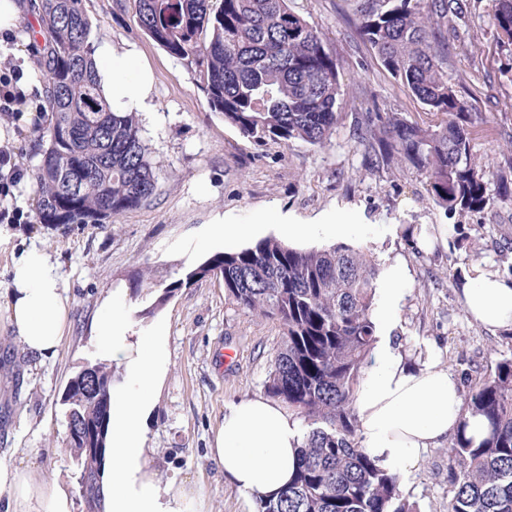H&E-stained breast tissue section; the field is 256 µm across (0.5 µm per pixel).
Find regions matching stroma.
I'll use <instances>...</instances> for the list:
<instances>
[{
	"instance_id": "35a3bbf8",
	"label": "stroma",
	"mask_w": 512,
	"mask_h": 512,
	"mask_svg": "<svg viewBox=\"0 0 512 512\" xmlns=\"http://www.w3.org/2000/svg\"><path fill=\"white\" fill-rule=\"evenodd\" d=\"M137 0H83L95 47L134 50L154 71L150 111L140 113L143 135L158 178L156 195L142 208L109 224H40L31 173L40 160L34 125L43 90L37 60L25 50L26 26L0 54L18 58L31 110L24 117L0 112V144L24 177L4 202L22 213L19 224L0 223V289L6 288L13 254L37 243L59 263L70 296V328L58 355L40 362L25 353L0 308V462L17 448H34L46 478L65 481L74 512H81L79 469L66 445L61 397L85 365L109 363L94 333L106 298L120 303L131 331H162L168 372L148 420L151 467L161 480L193 484L209 512H257L255 498L239 492L207 457L225 410L261 396L281 328L276 321L238 307L216 277L175 291L152 317L139 312L147 289L170 283L219 251L239 250L278 238L283 224H322L325 232L305 243L320 250L336 242L335 225L358 224L360 243L381 265L404 262L409 286L390 324H378L414 368L434 360L461 390L498 360L512 358V330L491 331L466 314L461 286L471 268L503 276L512 265V198L496 181L478 214L448 218L431 200L425 179L392 164L370 169L353 134L358 112H398L409 121L434 114L383 67L369 44L354 33L353 0H289L292 10L324 38L341 63L344 116L331 143L261 142L244 136L208 105L202 68L154 43L137 24ZM459 33L466 49L448 48V80L472 96L484 121L473 128L477 158L490 169L512 163V57L498 54L488 0H474ZM213 224H250L253 236L208 240ZM437 238L434 250L417 246L418 234ZM142 275L144 294L129 281ZM450 440L424 449L418 465L401 474L400 489L417 512H448Z\"/></svg>"
}]
</instances>
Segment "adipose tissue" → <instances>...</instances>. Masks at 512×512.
I'll return each instance as SVG.
<instances>
[{
  "instance_id": "obj_1",
  "label": "adipose tissue",
  "mask_w": 512,
  "mask_h": 512,
  "mask_svg": "<svg viewBox=\"0 0 512 512\" xmlns=\"http://www.w3.org/2000/svg\"><path fill=\"white\" fill-rule=\"evenodd\" d=\"M102 89L114 107H148L153 73L133 52L103 46L97 52ZM5 295L8 321L28 355L59 352L69 329L70 297L51 256L38 246L13 258ZM466 312L490 329L512 328V279L474 268L462 286ZM101 345L123 364L128 385L112 389V433L106 512H206V503L187 482H161L150 467L145 428L164 380L168 360L163 335L133 336L123 316L105 306L98 318ZM355 411L361 445L386 470L416 466L422 449L437 445L458 425L475 439L486 434L483 420L466 416L457 382L429 365L413 369L392 347L378 349L359 383ZM301 441L293 416L262 396L229 406L216 430L209 459L248 496L269 495L288 484ZM6 512H72L65 482L44 479L29 452L0 463V494Z\"/></svg>"
}]
</instances>
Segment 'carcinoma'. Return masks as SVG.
I'll list each match as a JSON object with an SVG mask.
<instances>
[{
  "label": "carcinoma",
  "mask_w": 512,
  "mask_h": 512,
  "mask_svg": "<svg viewBox=\"0 0 512 512\" xmlns=\"http://www.w3.org/2000/svg\"><path fill=\"white\" fill-rule=\"evenodd\" d=\"M83 0H36L43 37L40 73L48 125L34 132L40 224H106L145 205L157 191L150 148L137 113L104 97ZM501 50L512 55V0H493ZM471 12L470 0H357L355 31L383 67L438 116L411 122L397 112H361L358 143L370 161L406 164L424 176L436 205L450 214L480 212L489 178L512 195V165L490 171L473 152L470 128L483 119L448 82V33ZM137 23L169 54L204 67L212 110L252 139L324 147L341 117L339 63L288 0H138ZM220 277L240 308L278 322L279 347L265 391L302 419L293 480L257 497V512H415L400 478L360 445L355 392L375 344L373 319L381 268L361 249L333 245L300 251L263 239L217 252L196 267ZM182 286L177 280L141 311L152 315ZM112 387L104 402L75 390L65 418L112 426ZM464 411L481 416L475 442L466 425L448 449V512H512V359L495 363L470 387ZM80 488L104 497L106 451L73 437Z\"/></svg>",
  "instance_id": "obj_1"
}]
</instances>
